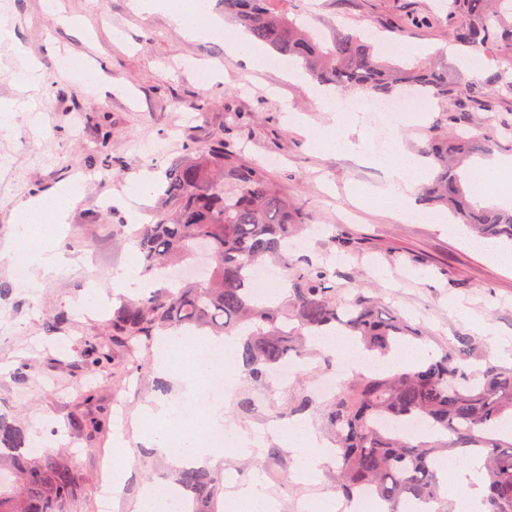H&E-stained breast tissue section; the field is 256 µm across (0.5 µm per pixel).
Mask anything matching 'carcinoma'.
I'll return each mask as SVG.
<instances>
[{"instance_id": "1", "label": "carcinoma", "mask_w": 512, "mask_h": 512, "mask_svg": "<svg viewBox=\"0 0 512 512\" xmlns=\"http://www.w3.org/2000/svg\"><path fill=\"white\" fill-rule=\"evenodd\" d=\"M224 15L275 55L296 61L324 86L342 93L391 99L404 89L428 95L455 109L440 113L437 126L418 149L431 177L423 201L443 208L477 237L512 244V210L482 207L468 189L473 159H484L512 136V121L468 135L463 129L476 112L497 113L512 99V69L483 77L448 76L431 61L393 60L357 31L317 32L300 19L293 0H224ZM448 36L475 54L495 52L512 60V0H448ZM439 24L414 14L404 23L383 21L384 29L406 36L413 28ZM308 213L288 198L266 170L242 162L224 139L190 145L165 171L159 209L133 233L142 274L165 277L206 247L212 254L204 279L185 278L112 311V335L121 337L130 372L143 374L159 336L190 331L205 336H238L236 363L250 386L272 388L279 365L301 357L314 336L333 332L352 337L367 357L384 360L403 346L428 343L423 327L382 309L362 288L336 282V272L309 255L294 256L290 242L307 227ZM271 259L285 270L286 291L257 298L248 285L250 269ZM474 343L458 336L410 370L358 372L336 393L317 404L305 377L288 390V416L313 413L337 448L336 493L345 498L370 489L389 512H412L411 503L434 500L448 512L436 461L447 453L481 459L476 479L483 484V512H512V439L503 426L512 421V367L490 360L474 363ZM88 369L112 365L110 348L93 337L83 342ZM422 420L426 438L407 437L398 425ZM35 453L26 432L0 418V462L12 466V479L0 480V512H67L79 479L67 462ZM171 483L194 512H215L224 492L221 472L184 467Z\"/></svg>"}]
</instances>
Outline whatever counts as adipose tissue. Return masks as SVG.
<instances>
[{
	"label": "adipose tissue",
	"mask_w": 512,
	"mask_h": 512,
	"mask_svg": "<svg viewBox=\"0 0 512 512\" xmlns=\"http://www.w3.org/2000/svg\"><path fill=\"white\" fill-rule=\"evenodd\" d=\"M172 19L196 38H207L223 34L228 52L250 57L257 68H264L266 55L246 34L234 30H222V21L211 12L210 0H193L190 13L175 10ZM358 107L354 101L339 103L333 123L325 128H316L310 132V141L315 145H327L336 150L353 149L350 129L357 122ZM388 183L385 190L374 195L372 201L378 208L387 210L398 220H405L413 214L418 197V189L429 175L421 158L408 153L400 143H393L385 157ZM72 201L66 197H41L25 204L19 219L20 229L15 243L0 248V256L11 260L26 257L30 264L36 265L43 275H56L64 271L68 260L60 251L58 244H48L39 252H23L22 247L28 237L27 227L51 216L54 223H65ZM159 346L158 368L162 373L175 375L180 381L186 399L197 396V383L205 377L212 366V359L218 356L221 342L205 336H162L157 340ZM182 407L174 401L162 399L154 405L144 407L141 416L146 430L145 442L164 447L167 433L173 424L179 423ZM221 410H210L203 423L187 427L183 431V446L171 463L176 467L210 466L224 463V451L220 448L203 447V437L207 427L223 424ZM455 479L446 489V494L455 504L454 512H481L482 491L468 480V475L477 467L475 459L452 456L447 461Z\"/></svg>",
	"instance_id": "obj_1"
}]
</instances>
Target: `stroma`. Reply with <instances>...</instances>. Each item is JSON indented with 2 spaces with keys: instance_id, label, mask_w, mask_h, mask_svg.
Instances as JSON below:
<instances>
[{
  "instance_id": "obj_1",
  "label": "stroma",
  "mask_w": 512,
  "mask_h": 512,
  "mask_svg": "<svg viewBox=\"0 0 512 512\" xmlns=\"http://www.w3.org/2000/svg\"><path fill=\"white\" fill-rule=\"evenodd\" d=\"M131 0H0V101L17 102L0 127V247L12 243L21 208L35 196H52L74 177L82 187L67 218L61 243L66 270L36 285L18 288L9 260L0 259V414L22 426L44 452L62 458L79 475L68 512H98L95 487L99 449L124 437L134 456L126 482L112 490L111 512H133L146 484L171 472L167 456L150 454L138 437L143 406L181 395L178 383L153 371L130 374L123 347H115L108 370L91 375L80 343L112 338V309L82 310L66 332L46 326L63 310L80 307L88 278L112 292V276L131 257L129 237L151 220L157 180L182 155L185 143L224 138L241 160L264 168L298 198L316 230L306 249L335 258V234L356 246L359 262L337 261L348 287L374 290L386 310L412 317L429 333L430 350L457 336H473L478 355L512 361V264L490 262L462 242L465 228L433 223L422 207L400 222L363 201L382 191L386 153L372 116H364L352 139L359 150L339 152L308 144V128L327 124L335 100L317 105L315 83L295 82L279 58L257 70L229 56L223 37L193 39L170 20L168 11L134 13ZM313 26L333 21L360 30L413 13H439L440 0H298ZM408 59L439 52L450 75L462 70V50L439 27L413 30L403 41ZM35 59L36 87L15 79L19 56ZM218 62L222 72L209 84L199 69ZM110 132L107 155L98 145ZM148 175V189L132 186ZM28 369H21V362ZM92 380L95 397L78 394ZM102 417L90 429V416ZM262 466L250 465L227 449L224 468L238 488L261 483L274 512H292L309 494L304 480L288 470L292 454L285 437L266 441Z\"/></svg>"
}]
</instances>
